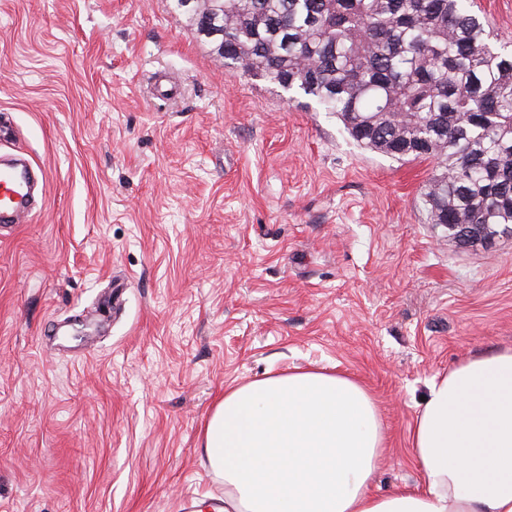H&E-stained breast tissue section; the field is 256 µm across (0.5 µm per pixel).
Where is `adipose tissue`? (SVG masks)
Wrapping results in <instances>:
<instances>
[{
	"instance_id": "ef3b65f1",
	"label": "adipose tissue",
	"mask_w": 512,
	"mask_h": 512,
	"mask_svg": "<svg viewBox=\"0 0 512 512\" xmlns=\"http://www.w3.org/2000/svg\"><path fill=\"white\" fill-rule=\"evenodd\" d=\"M201 448L224 481V512H512V348L433 379L411 428L416 490L371 492L385 453L378 407L322 369L225 388Z\"/></svg>"
}]
</instances>
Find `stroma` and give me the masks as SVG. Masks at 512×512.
<instances>
[{"instance_id":"35a3bbf8","label":"stroma","mask_w":512,"mask_h":512,"mask_svg":"<svg viewBox=\"0 0 512 512\" xmlns=\"http://www.w3.org/2000/svg\"><path fill=\"white\" fill-rule=\"evenodd\" d=\"M473 10L511 49L512 0ZM1 126L46 192L0 231V512H214L225 386L310 365L378 406L373 492L414 488L433 376L512 348V235L459 246L427 217L434 161L225 67L175 0H0Z\"/></svg>"}]
</instances>
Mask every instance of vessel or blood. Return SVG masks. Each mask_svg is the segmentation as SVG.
Returning <instances> with one entry per match:
<instances>
[{
	"mask_svg": "<svg viewBox=\"0 0 512 512\" xmlns=\"http://www.w3.org/2000/svg\"><path fill=\"white\" fill-rule=\"evenodd\" d=\"M45 186L32 164L23 157L0 163V223L22 224Z\"/></svg>",
	"mask_w": 512,
	"mask_h": 512,
	"instance_id": "1",
	"label": "vessel or blood"
}]
</instances>
